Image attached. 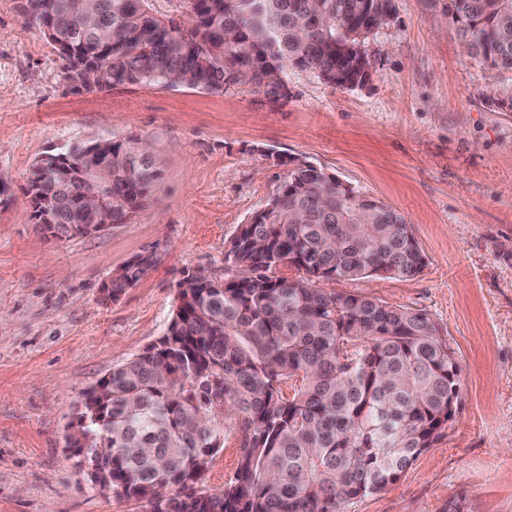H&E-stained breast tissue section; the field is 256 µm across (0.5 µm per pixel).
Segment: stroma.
<instances>
[{"instance_id": "35a3bbf8", "label": "stroma", "mask_w": 512, "mask_h": 512, "mask_svg": "<svg viewBox=\"0 0 512 512\" xmlns=\"http://www.w3.org/2000/svg\"><path fill=\"white\" fill-rule=\"evenodd\" d=\"M20 4L0 0V512H146L93 487L70 426L89 388L165 333L183 272L224 274L297 159L401 212L425 255L415 277L336 291L425 311L461 367L443 437L343 512H512V71L466 53L448 0H394L364 82L293 68L279 102L248 84L76 90ZM112 138L150 146L148 205L98 234H42L25 194L36 160ZM146 253L155 266L105 296ZM143 257L144 256H140V257H137V258L131 260L124 267H122L118 271L114 272L110 276L109 280L103 285L104 291L109 296H112V293L119 292V291L123 290L124 288H127L129 286L130 282L132 285L136 284L156 263L155 259L149 258V259H147L144 266L138 268L139 267L138 264ZM126 267H128L130 270H134V269L138 268L137 270H135V272L132 275L133 280L131 281V279L128 277V280L112 281V279L115 278L116 276L126 272L127 271Z\"/></svg>"}]
</instances>
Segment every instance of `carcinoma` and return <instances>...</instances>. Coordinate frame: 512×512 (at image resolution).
Returning a JSON list of instances; mask_svg holds the SVG:
<instances>
[{"label":"carcinoma","instance_id":"1","mask_svg":"<svg viewBox=\"0 0 512 512\" xmlns=\"http://www.w3.org/2000/svg\"><path fill=\"white\" fill-rule=\"evenodd\" d=\"M385 1L167 0L161 12L155 0H28L24 17L65 69L96 62L114 87L165 86L174 75L211 92L250 83L277 101L288 98L290 66L332 85L352 75L393 12ZM448 16L468 54L492 72L512 69V0H448ZM94 146L111 157L112 223L124 224L149 201L156 160L122 140ZM66 154L59 169H32L28 188L45 201L32 212L38 224L88 223L81 175L98 153L76 145ZM225 261L235 274L198 269L204 283L177 289L163 336L85 395L76 425L89 459L108 465L92 472L95 483L111 481L148 512H342L435 445L461 389L438 325L412 308L314 286L420 273L425 257L400 212L300 161ZM228 414L240 462L210 492L204 474L224 447Z\"/></svg>","mask_w":512,"mask_h":512}]
</instances>
